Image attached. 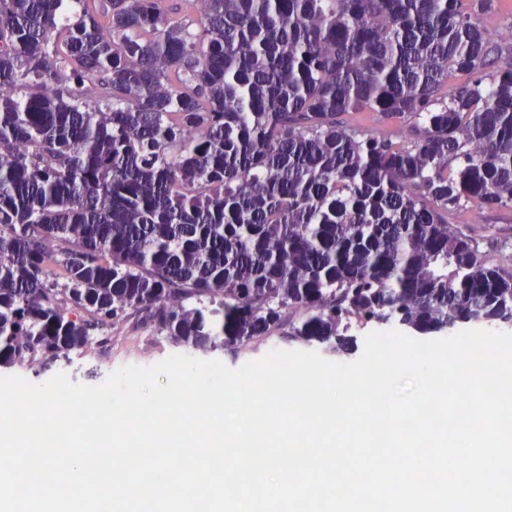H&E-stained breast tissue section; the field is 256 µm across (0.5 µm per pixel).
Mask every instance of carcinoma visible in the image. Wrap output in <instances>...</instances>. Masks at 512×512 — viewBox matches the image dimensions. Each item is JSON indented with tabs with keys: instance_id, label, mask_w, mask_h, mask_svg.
I'll return each mask as SVG.
<instances>
[{
	"instance_id": "1",
	"label": "carcinoma",
	"mask_w": 512,
	"mask_h": 512,
	"mask_svg": "<svg viewBox=\"0 0 512 512\" xmlns=\"http://www.w3.org/2000/svg\"><path fill=\"white\" fill-rule=\"evenodd\" d=\"M82 2L0 0V367L128 323L238 354L512 322L451 221L512 208L497 0Z\"/></svg>"
}]
</instances>
